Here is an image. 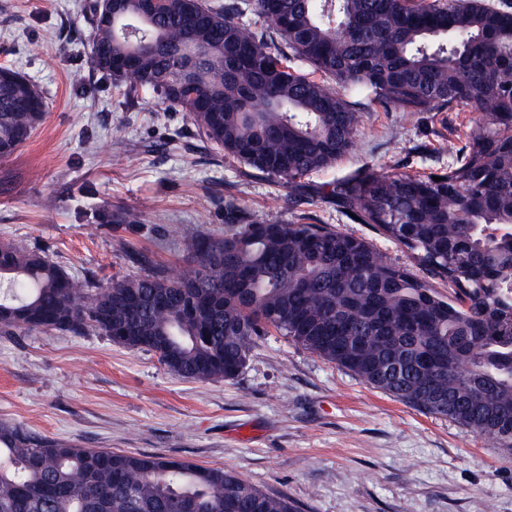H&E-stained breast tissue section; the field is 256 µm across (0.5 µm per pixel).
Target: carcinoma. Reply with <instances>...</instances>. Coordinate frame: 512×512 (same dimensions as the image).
Here are the masks:
<instances>
[{"instance_id":"carcinoma-1","label":"carcinoma","mask_w":512,"mask_h":512,"mask_svg":"<svg viewBox=\"0 0 512 512\" xmlns=\"http://www.w3.org/2000/svg\"><path fill=\"white\" fill-rule=\"evenodd\" d=\"M92 67L191 115L211 145L294 183L348 153L365 108L480 112L448 169L368 168L314 189L404 246L427 277L319 224L252 219L228 196L222 237L192 232L185 267L106 282L0 242V331L99 333L177 375L234 379L273 329L512 458V11L484 0H97ZM304 61L319 77L300 72ZM46 117L0 66V159ZM438 180H433V177ZM100 225L138 224L100 210ZM448 285L440 293L431 280ZM0 512H299L238 474L82 448L0 422Z\"/></svg>"}]
</instances>
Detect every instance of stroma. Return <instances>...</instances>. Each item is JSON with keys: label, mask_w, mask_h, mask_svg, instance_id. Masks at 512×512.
Listing matches in <instances>:
<instances>
[{"label": "stroma", "mask_w": 512, "mask_h": 512, "mask_svg": "<svg viewBox=\"0 0 512 512\" xmlns=\"http://www.w3.org/2000/svg\"><path fill=\"white\" fill-rule=\"evenodd\" d=\"M90 2L0 0V66L36 82L47 105L35 135L0 159V241L102 280L137 273L132 251L175 268L187 233L227 231L232 196L252 219L307 215L412 266L405 247L311 189L365 168L447 169L476 114L372 105L337 163L292 184L266 177L202 140L188 113L148 92L127 99L93 70ZM106 205L141 221L97 224ZM1 420L84 448L223 467L300 512H512V460L273 330L238 377L217 381L183 379L154 352L96 333L0 334Z\"/></svg>", "instance_id": "obj_1"}]
</instances>
